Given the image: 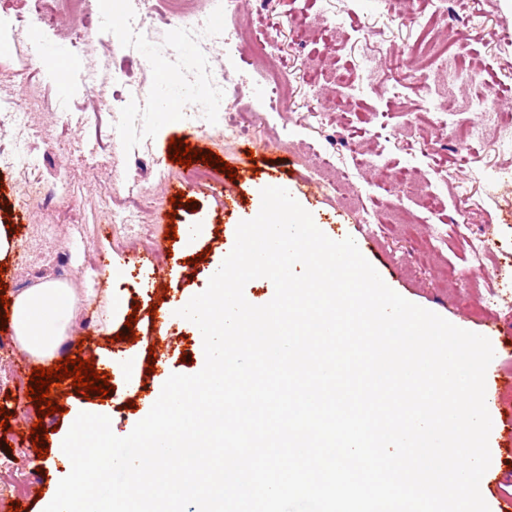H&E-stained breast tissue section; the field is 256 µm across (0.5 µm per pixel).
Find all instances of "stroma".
Wrapping results in <instances>:
<instances>
[{
  "mask_svg": "<svg viewBox=\"0 0 512 512\" xmlns=\"http://www.w3.org/2000/svg\"><path fill=\"white\" fill-rule=\"evenodd\" d=\"M92 27L82 48L62 35L47 33L28 14L27 0H8V15L0 18V98L16 100L28 112L27 150L33 164L24 172L0 168V224L24 225L23 235L0 261V280L6 297L36 282L54 280L76 291L86 286L87 270L106 264L121 270L118 287L138 320L127 327L117 319L118 341L101 335L94 359L118 356L134 359V374L110 376L106 396L71 393L59 398L60 413L44 417L46 444L54 446L68 428L72 413L104 405L111 427L128 435L148 413L171 374L192 375L204 366L199 328L179 316L156 324L152 304L170 308L204 291L212 275L231 251L240 221L254 218L261 207V191L274 181L288 184L296 200L309 211L317 227L332 239L353 237L365 258L386 284L410 302L429 309L454 325L486 336L494 349L492 369L501 378L487 377L486 405L496 425L489 437L491 464L482 478L492 512H501L512 499V145H475L449 140V128L485 119L475 103L440 122L432 109L438 100L423 85L413 50L434 26V0H246L227 21V31L273 36L277 49L271 62L233 57V45L185 36L190 20L160 26L153 41L123 50L111 38L122 24L105 18L99 0H89ZM484 25L471 33L466 47L491 68H506L497 35L512 30V0H483ZM302 16L309 32L296 41L291 20ZM41 49L40 58L30 54ZM322 74L316 86L302 76L312 63ZM275 68L287 87L277 111H265L263 101L272 91L262 73ZM340 72L351 73L337 83ZM221 79L236 94L225 102V112L262 111L265 121L250 128L251 144L268 149L252 162L249 178H235L234 200L223 203L208 182L185 186L192 207H174L166 192L169 181L184 175V166L171 162V139L189 133L211 143L213 157L235 163L225 153L224 114L210 112L203 127L185 124L179 113L134 112L122 94L125 84L144 86L152 98L173 99L180 110L207 108L212 79ZM347 111H336L337 99ZM324 120H315V113ZM164 134H157L158 126ZM334 152L339 164L359 167L355 181L363 205L376 221L359 223L349 203L324 192L301 166V157ZM414 170L420 180L395 188L379 177V170ZM38 182L57 189L48 208L24 205L22 185ZM465 184L482 206L468 210L459 203L458 184ZM143 185L154 193L156 207L174 212L176 229L201 224L205 232L195 245L171 238L162 224L137 225L135 232L109 223L107 211L116 196ZM438 197L436 209H427L421 186ZM486 232L490 254L483 277L456 283L446 268H464L469 255L464 241ZM149 233L153 250L166 253L159 272L141 265L145 250L142 233ZM204 261H197L199 253ZM497 290L499 301L490 311L475 314L482 295ZM136 341H129L128 333ZM19 357L9 329H0V407L9 414L0 429V512H9V482L15 473L31 483L18 498L29 512H41L42 498L56 491L65 476L64 463L47 466L31 440H20L14 428L35 414L27 388L29 377L18 376Z\"/></svg>",
  "mask_w": 512,
  "mask_h": 512,
  "instance_id": "1",
  "label": "stroma"
}]
</instances>
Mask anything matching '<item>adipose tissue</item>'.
Wrapping results in <instances>:
<instances>
[{
    "label": "adipose tissue",
    "instance_id": "obj_1",
    "mask_svg": "<svg viewBox=\"0 0 512 512\" xmlns=\"http://www.w3.org/2000/svg\"><path fill=\"white\" fill-rule=\"evenodd\" d=\"M119 273L107 266L105 288H87L83 293L53 280H43L14 296L11 304L10 328L21 353L40 363L56 362L68 339L72 316L82 305L104 301L107 318L101 323L103 333H111L112 320L123 312V303L112 289Z\"/></svg>",
    "mask_w": 512,
    "mask_h": 512
}]
</instances>
